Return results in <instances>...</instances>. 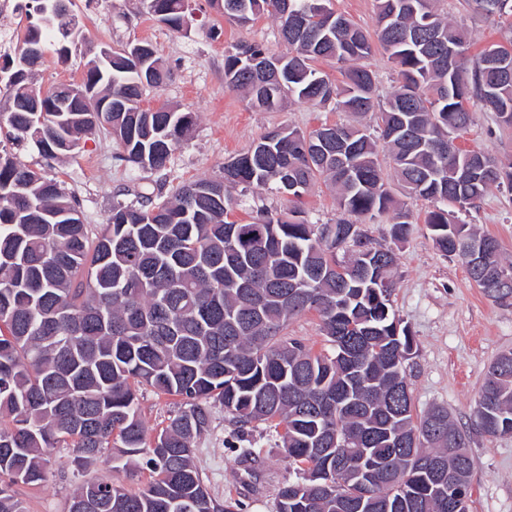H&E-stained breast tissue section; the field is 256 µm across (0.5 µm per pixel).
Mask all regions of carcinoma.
<instances>
[{
	"instance_id": "cac0c4a2",
	"label": "carcinoma",
	"mask_w": 512,
	"mask_h": 512,
	"mask_svg": "<svg viewBox=\"0 0 512 512\" xmlns=\"http://www.w3.org/2000/svg\"><path fill=\"white\" fill-rule=\"evenodd\" d=\"M186 0H142L147 14L182 28ZM438 0H376L377 41L336 12L331 0H211L241 25L268 13L279 22L288 53L262 42L224 50V79L244 90L255 108L275 112L286 98L356 116L374 115L379 138L360 123H335L334 141L316 143L319 129L290 126L266 132L224 163V175L181 186L169 198L140 194L116 201L104 229L90 237L72 197L54 180L0 152V512H25L11 490L46 480L52 449H73L83 467L117 449L112 462L149 472L144 489L87 481L67 512H237L215 497L195 463L196 441L211 430L210 400L240 427L264 424L278 433L299 481L278 488L276 512H450L448 483L437 468L458 475L471 496L474 466L470 430L434 407L414 414L405 362L415 337L392 308L393 288H380L367 261L336 259L329 238L355 227L344 247L364 253L359 224L386 217L393 244L411 235L413 211L394 200L379 159L385 149L409 198L438 204L424 223L440 252L460 258L489 298L490 278L504 265L499 241L458 220L493 186H512V167L457 140L480 109L512 127V35L469 54L468 31L437 8ZM66 0H40L39 22L18 48L5 83L13 139L32 141L53 156L107 122L122 160L144 170L167 169L172 146L195 125L192 112L161 105L142 112L143 94L160 86L158 60L142 82L130 51H112L105 68L88 63L82 82L43 92L69 112H30L27 54L43 46ZM476 13L496 15L512 32V0H470ZM389 54L398 85L380 100L376 75L359 64L375 44ZM270 67L255 83L254 61ZM331 59L343 79L333 82L314 63ZM127 112H99L105 94ZM336 185L345 217L308 224L295 212L268 214L258 224L228 220L237 186L287 189L299 199L319 178ZM394 279L391 247L373 248ZM314 312L331 352H316L284 335L288 322ZM152 388L178 398L153 438L141 417L137 391ZM473 429L512 434V352L490 367ZM364 452L379 466L376 487L360 485L346 468Z\"/></svg>"
}]
</instances>
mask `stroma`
Instances as JSON below:
<instances>
[{
  "label": "stroma",
  "mask_w": 512,
  "mask_h": 512,
  "mask_svg": "<svg viewBox=\"0 0 512 512\" xmlns=\"http://www.w3.org/2000/svg\"><path fill=\"white\" fill-rule=\"evenodd\" d=\"M439 7L453 19L465 20L473 50L500 40L497 19L470 15L466 0H441ZM191 9L188 28L176 31L145 13L140 0H105L100 12L89 15L83 12V0H72L65 20L78 27L79 40L63 56L58 42L47 43L41 62L32 70V83L38 89L77 84L101 48L150 44L167 78L161 88L145 92L144 106L165 103L196 116L191 134L174 145L165 173L144 171L121 160L120 146L103 128L83 135L78 149L61 158L46 157L30 141L12 143L8 95L0 87V147H7L17 161L75 196L82 219L92 231L105 224L113 201H129L137 192L156 188L168 195L194 180L222 176L225 161L273 127L290 125L310 131L346 118L345 113L324 112L305 103L288 104L279 112L250 107L242 93L225 84L224 49L235 42L256 40L281 52L277 21L263 15L242 26L225 18L209 0H191ZM459 144L484 151L502 164L512 163V129L500 126L492 113L475 112ZM288 208L313 224H332L339 216L334 188L320 180L292 203L271 186L239 194L234 217L242 223L256 222L266 213ZM465 221L496 237L503 257L512 264L511 189L491 188ZM395 252L392 305L416 340L415 352L405 364L414 407L420 413L442 407L457 426L469 425L491 364L500 354L512 351V301L500 303L486 297L459 258L436 248L425 224H415L408 241ZM212 414L210 432L197 442V463L212 493L238 501L240 512H275L277 486L297 478L283 458L278 435L263 425L239 428L217 403ZM247 447L255 448L257 456L240 461L238 451ZM468 452L475 463L470 477L472 512H512V435L471 433ZM47 471L43 485H15L26 512H66L75 490L89 479L131 491L141 490L147 480L146 471L134 466L113 469L106 456L89 467H77L68 448L52 450Z\"/></svg>",
  "instance_id": "obj_1"
}]
</instances>
